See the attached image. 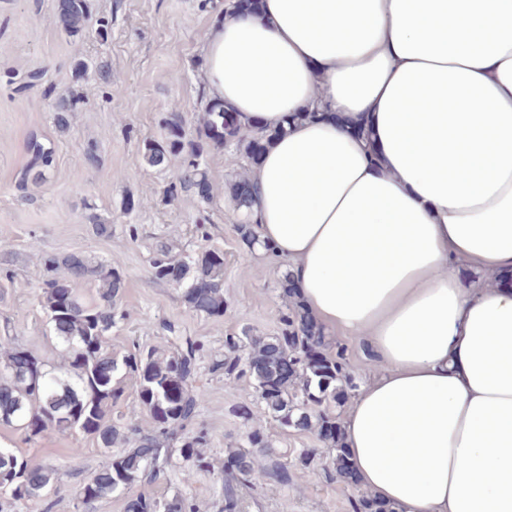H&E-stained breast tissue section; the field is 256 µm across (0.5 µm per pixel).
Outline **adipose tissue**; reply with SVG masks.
Listing matches in <instances>:
<instances>
[{
    "instance_id": "1",
    "label": "adipose tissue",
    "mask_w": 512,
    "mask_h": 512,
    "mask_svg": "<svg viewBox=\"0 0 512 512\" xmlns=\"http://www.w3.org/2000/svg\"><path fill=\"white\" fill-rule=\"evenodd\" d=\"M202 52L209 98L288 127L244 183L258 246L378 351L339 424L355 482L512 512V0H261Z\"/></svg>"
}]
</instances>
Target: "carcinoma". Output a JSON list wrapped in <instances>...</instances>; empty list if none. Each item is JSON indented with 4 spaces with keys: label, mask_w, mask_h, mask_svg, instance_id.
<instances>
[{
    "label": "carcinoma",
    "mask_w": 512,
    "mask_h": 512,
    "mask_svg": "<svg viewBox=\"0 0 512 512\" xmlns=\"http://www.w3.org/2000/svg\"><path fill=\"white\" fill-rule=\"evenodd\" d=\"M55 21L70 38L85 35L90 28L89 0H63L57 6ZM101 61L77 58L73 61L75 80H89L104 73ZM82 95L71 91L58 97L56 127L64 132L69 119L81 103ZM286 132L279 126L258 135L243 125L237 116L212 106L200 118L196 138H188L180 115L167 122V134L161 141L145 143L148 165L164 168L170 158H182L183 167L172 172L167 189L175 197L180 189L197 191L209 186L207 171L200 159L211 147L234 141L245 156L257 154L262 144ZM29 160L20 181L42 184L53 164V149L36 137L27 143ZM179 268L186 303L208 316L224 315V252L209 248L193 256L176 259L165 242L156 247L152 263L155 279L167 281L170 270ZM47 275L40 285V303L47 315L51 334L56 338L59 359L50 362L16 343L11 337L0 338V423L15 425L30 442L49 435L87 436L108 454L107 462L84 480L78 491L79 503L86 509L112 495L124 497V512H147L152 502L173 504V512H191V505L181 493L157 496L148 487L169 470L183 469L184 480L208 472L205 436L189 429L197 416L205 393L194 388L197 358L194 344L172 351L157 347L139 349L134 358L139 365H125L129 354L112 351L114 306L121 294L123 280L112 264H92L81 253H69L48 260ZM281 334L268 341L251 338L252 353L242 359L235 336L225 337L229 356L213 363V370L229 377L247 375L268 415L284 427L306 428L315 424L322 442L336 446V417L333 407L355 388L352 367L339 348L333 356H324L322 340L312 341L290 317L283 318ZM98 340L94 354L85 344ZM42 365L39 376H27L18 369L22 358ZM132 386L146 411L151 427L130 439L128 432L112 420V407ZM81 406L75 418L72 404ZM133 443L128 449L112 454V449ZM249 448H231L225 455V470L245 481L259 484L274 482L287 486L291 463L272 447L261 427L247 436ZM95 481L94 494H85L88 483ZM57 470L49 466L32 467L12 449L0 447V512H20L30 502L44 501V512H51L46 501L56 489Z\"/></svg>",
    "instance_id": "carcinoma-1"
}]
</instances>
